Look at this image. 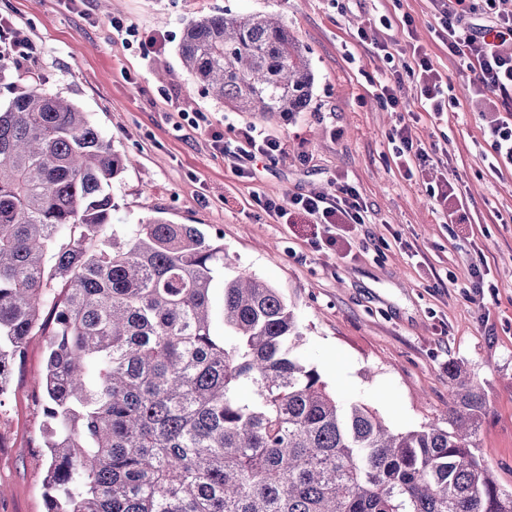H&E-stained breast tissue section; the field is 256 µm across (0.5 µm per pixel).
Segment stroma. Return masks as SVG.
<instances>
[{
  "label": "stroma",
  "instance_id": "stroma-1",
  "mask_svg": "<svg viewBox=\"0 0 512 512\" xmlns=\"http://www.w3.org/2000/svg\"><path fill=\"white\" fill-rule=\"evenodd\" d=\"M279 16L307 48L316 81L293 120L235 112L193 81L178 55L185 24L214 12ZM391 20L379 25L380 15ZM411 29H404V16ZM21 33V54L0 58V106L42 84L87 113L130 163L112 186V221L161 215L195 225L236 267L278 288L301 333L298 351L344 404L374 408L391 428L441 419L449 365L477 381L487 403L476 453L512 491V169L492 170L483 135L491 115L472 75L450 57L433 0H0ZM152 35L143 55L112 33L115 20ZM376 27L387 50L360 42ZM423 48L448 80L442 114L424 111L403 70ZM401 77L396 113L372 82ZM412 129L427 162L402 165L392 134ZM257 125L283 144L237 177L212 149L209 129L231 138ZM350 184L365 222L346 243L315 249L324 225L270 217L261 200ZM452 186L463 201L447 217ZM480 268L483 286H472ZM48 338L29 337L0 397V512H45L40 377Z\"/></svg>",
  "mask_w": 512,
  "mask_h": 512
}]
</instances>
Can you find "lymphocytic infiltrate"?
Returning a JSON list of instances; mask_svg holds the SVG:
<instances>
[{
  "label": "lymphocytic infiltrate",
  "instance_id": "f902f5d3",
  "mask_svg": "<svg viewBox=\"0 0 512 512\" xmlns=\"http://www.w3.org/2000/svg\"><path fill=\"white\" fill-rule=\"evenodd\" d=\"M442 26L448 37L449 55L459 59L473 75L477 90L498 100L501 114L493 116L486 133L494 152V160L512 167V10L501 11L498 0H486L487 18L474 22L468 14L466 0H437ZM415 65L407 73L416 79L420 89V104L425 111L442 113L445 107L444 78L429 55L414 52ZM212 142L225 158L234 160L238 177L251 174L250 165L280 152L279 140L270 138L257 126L239 129L236 136L223 133L211 135ZM268 214L285 216L298 212L315 223L326 225L330 233L324 238L327 247L335 246L337 235L345 229L364 224L365 210L356 189L349 184L337 186L335 194L309 192L295 194L285 201L264 200Z\"/></svg>",
  "mask_w": 512,
  "mask_h": 512
}]
</instances>
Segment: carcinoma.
I'll return each instance as SVG.
<instances>
[{
  "label": "carcinoma",
  "mask_w": 512,
  "mask_h": 512,
  "mask_svg": "<svg viewBox=\"0 0 512 512\" xmlns=\"http://www.w3.org/2000/svg\"><path fill=\"white\" fill-rule=\"evenodd\" d=\"M179 55L235 112L312 102L309 57L281 19L191 20ZM124 159L86 113L33 86L0 110V396L43 330L46 512H512L474 453L487 405L456 365L446 426L394 431L340 404L297 353L280 292L191 224L112 223Z\"/></svg>",
  "instance_id": "carcinoma-1"
}]
</instances>
